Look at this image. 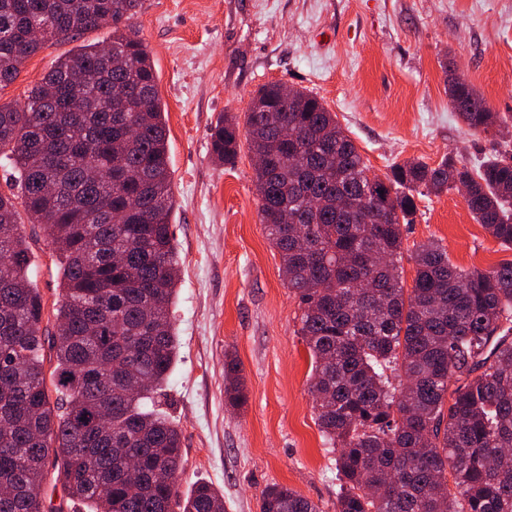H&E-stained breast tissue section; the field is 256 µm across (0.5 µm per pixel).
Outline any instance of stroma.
<instances>
[{"label":"stroma","instance_id":"stroma-1","mask_svg":"<svg viewBox=\"0 0 512 512\" xmlns=\"http://www.w3.org/2000/svg\"><path fill=\"white\" fill-rule=\"evenodd\" d=\"M132 24L168 129L179 353L155 402L182 431L180 491L204 482L223 495L224 512H260L262 491L278 484L336 512L338 451L316 424L301 311L259 221L253 158L243 142L233 164L218 163L211 132L224 116L244 118L251 94L278 82L320 98L380 177L408 159L472 166L493 143L512 149V0H142ZM111 35L104 26L46 43L0 89V104H24L58 59ZM448 64L504 118L499 131L475 133L458 120ZM415 202L403 227L405 286L415 250L431 240L466 269L512 260L458 191ZM21 228L35 241L36 284L55 304L48 232L26 218ZM228 353L247 394L238 409L224 397Z\"/></svg>","mask_w":512,"mask_h":512}]
</instances>
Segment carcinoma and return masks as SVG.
Wrapping results in <instances>:
<instances>
[{"label": "carcinoma", "instance_id": "cac0c4a2", "mask_svg": "<svg viewBox=\"0 0 512 512\" xmlns=\"http://www.w3.org/2000/svg\"><path fill=\"white\" fill-rule=\"evenodd\" d=\"M142 0H0V88L49 41L101 26L111 42L58 61L20 107L0 105V512H45L53 471L87 512H224L200 483L179 493L181 430L150 408L177 358L178 255L164 110L131 20ZM448 97L470 130L498 116L463 79ZM258 215L298 298L323 436L339 449L336 512H512V262L455 265L429 241L398 274L415 195L469 186L477 223L512 247V151L470 167L406 160L381 179L317 96L276 82L246 110ZM303 131L290 145L285 125ZM238 123L211 133L220 162ZM22 200L18 210L16 200ZM49 229L60 299L45 303L21 213ZM232 356L224 395L247 400ZM260 512H320L286 486Z\"/></svg>", "mask_w": 512, "mask_h": 512}]
</instances>
